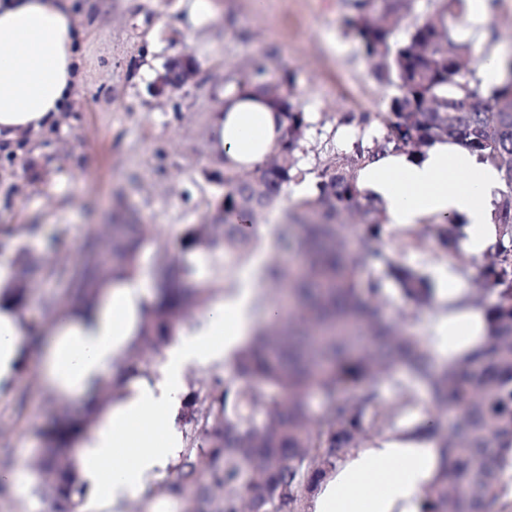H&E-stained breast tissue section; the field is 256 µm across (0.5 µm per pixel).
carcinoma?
Instances as JSON below:
<instances>
[{
	"mask_svg": "<svg viewBox=\"0 0 512 512\" xmlns=\"http://www.w3.org/2000/svg\"><path fill=\"white\" fill-rule=\"evenodd\" d=\"M414 0H343V23L372 63L377 81L398 93L385 112L346 113L340 123L359 135L348 151H333L309 167L305 142L311 127L289 91L291 79L273 84L270 55L254 60L235 80L237 93L263 92L280 117L281 133L265 158L247 172L229 160L205 172L224 200V223L188 224L175 253L155 274L154 294L143 306L139 331L119 357L112 377L118 391L132 377L151 378L155 364L145 349L161 353L187 313L216 293H229L236 279L225 274L247 263L261 243L243 229L275 209L285 191L305 182L314 193L295 201L270 230L269 246L296 250L301 271L271 258L258 272L260 289L249 339L230 365L211 369L189 384L181 421L185 447L171 466L173 477L158 486L177 512H306L305 495L330 477L338 460L365 447L375 435L403 431L436 441L441 463L424 490L421 512H489L507 490L512 470V57L501 84L485 90L476 70L483 57L472 41L456 38L468 25L465 0H437L436 17L415 19L398 39L400 22ZM378 123L379 134L364 138ZM437 142L456 144L494 167L502 188L493 203L498 239L482 258L462 252L459 224L452 218L404 230L402 247L425 241L452 260L476 269L478 287L460 307L482 309L486 329L477 349L452 364L436 366L426 342L386 315L394 297L415 313L433 302L427 278L405 264L386 242L383 211L366 200L358 172L388 154L418 156ZM146 225H112V235H91L68 278L71 292L94 287L101 269L112 278L138 269ZM288 289L289 307L268 318L274 303L265 289ZM404 367L431 397L414 415L413 390L393 367ZM392 392L383 396L382 389ZM313 394L321 408L311 409ZM101 405L85 417L64 416L34 434L49 444L38 471L53 479L57 512L76 487L73 442ZM455 412L442 424L441 411Z\"/></svg>",
	"mask_w": 512,
	"mask_h": 512,
	"instance_id": "obj_1",
	"label": "carcinoma"
}]
</instances>
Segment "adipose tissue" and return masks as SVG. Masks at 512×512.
<instances>
[{
  "label": "adipose tissue",
  "instance_id": "1",
  "mask_svg": "<svg viewBox=\"0 0 512 512\" xmlns=\"http://www.w3.org/2000/svg\"><path fill=\"white\" fill-rule=\"evenodd\" d=\"M74 0H0V146L15 150L56 130L78 80ZM278 135V117L261 94L216 113L212 155L227 154L251 169ZM496 169L442 142L424 156L381 157L360 170L358 184L383 208L388 224L413 227L425 219H466L463 250L481 257L497 239L490 221ZM256 266L240 269L232 299H216L192 328L178 329L153 380L133 379L123 399L99 410L93 429L79 441L74 463L83 493L76 512H122L142 496L150 479L164 476L183 448L177 430V395L187 365L229 361L248 337ZM15 270L0 257V388L12 384L25 330L11 290ZM456 287L439 293L448 312L433 327L432 355L453 362L475 349L484 332L482 312L459 307ZM151 297L144 271L105 279L82 306L45 327L41 350L44 384L63 397L90 396L135 335L143 303ZM439 465L434 441L391 435L374 439L336 464L310 502V512H420L424 490Z\"/></svg>",
  "mask_w": 512,
  "mask_h": 512
}]
</instances>
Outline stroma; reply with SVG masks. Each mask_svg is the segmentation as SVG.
Listing matches in <instances>:
<instances>
[{
  "mask_svg": "<svg viewBox=\"0 0 512 512\" xmlns=\"http://www.w3.org/2000/svg\"><path fill=\"white\" fill-rule=\"evenodd\" d=\"M218 20L189 31L178 0H76L80 80L57 131L24 149L0 150V253H26L18 279L27 291L26 323L44 325L73 303L59 270L74 266L88 234L109 236L115 217L132 215L155 225L139 265L155 274L176 240L170 226L202 223L217 188L211 169L210 120L253 58L276 50L275 76L293 80L296 101L311 123L305 157L314 165L341 147L339 118L347 112H383L397 89L376 81L353 35L343 27L342 0H218ZM497 40L488 42L487 27ZM461 40L493 55L512 49V0ZM194 57L193 77L180 89L158 92L140 73L145 57L155 72L180 55ZM401 259L437 280L450 270L472 285L475 269L449 261L432 247L401 250ZM40 343L27 341L14 383L0 391V472L33 463L40 446L32 426L49 425L81 404L60 398L39 379ZM28 423H15L18 394Z\"/></svg>",
  "mask_w": 512,
  "mask_h": 512,
  "instance_id": "35a3bbf8",
  "label": "stroma"
}]
</instances>
